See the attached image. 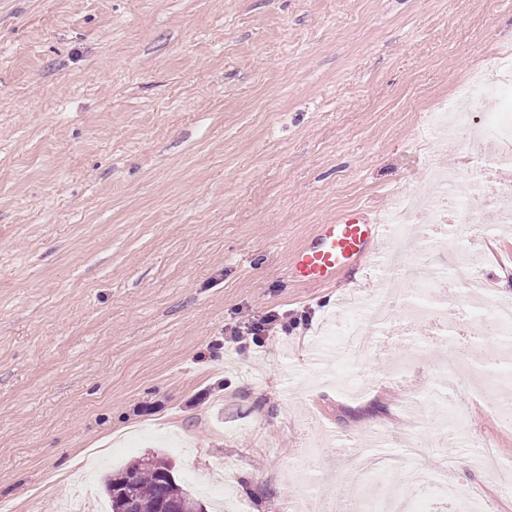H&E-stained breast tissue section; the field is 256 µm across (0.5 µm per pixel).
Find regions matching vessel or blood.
Instances as JSON below:
<instances>
[{"mask_svg": "<svg viewBox=\"0 0 512 512\" xmlns=\"http://www.w3.org/2000/svg\"><path fill=\"white\" fill-rule=\"evenodd\" d=\"M386 232V225L363 211L319 225L314 241L293 253L291 276L300 284H325L340 270L376 254Z\"/></svg>", "mask_w": 512, "mask_h": 512, "instance_id": "b4317fda", "label": "vessel or blood"}]
</instances>
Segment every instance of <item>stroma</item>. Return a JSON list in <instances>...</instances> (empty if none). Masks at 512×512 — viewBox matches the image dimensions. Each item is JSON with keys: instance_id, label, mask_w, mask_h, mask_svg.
Segmentation results:
<instances>
[{"instance_id": "1", "label": "stroma", "mask_w": 512, "mask_h": 512, "mask_svg": "<svg viewBox=\"0 0 512 512\" xmlns=\"http://www.w3.org/2000/svg\"><path fill=\"white\" fill-rule=\"evenodd\" d=\"M510 50L512 0H0V512L85 485L108 507L104 475L150 452L244 512H335L364 505L374 452L411 445L398 482L443 473L512 512L479 458L512 461V394L472 366L440 396L458 341L426 333L512 301V223L399 241L436 271L480 259L483 287L419 307L406 263L288 276L317 225L467 170L430 112ZM270 312L311 321L225 345Z\"/></svg>"}]
</instances>
